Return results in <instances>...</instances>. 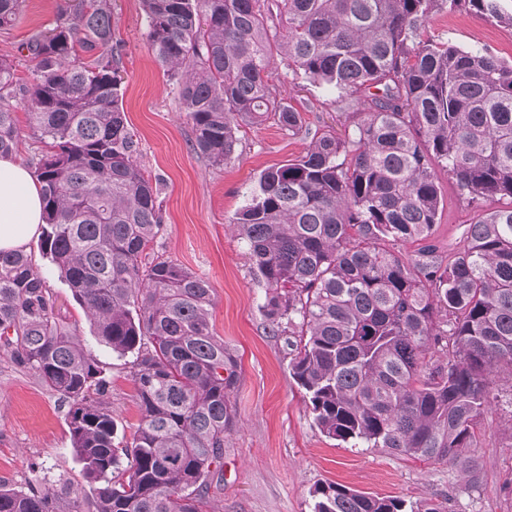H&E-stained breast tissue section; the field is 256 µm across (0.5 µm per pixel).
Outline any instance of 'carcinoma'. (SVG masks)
Wrapping results in <instances>:
<instances>
[{
  "label": "carcinoma",
  "mask_w": 512,
  "mask_h": 512,
  "mask_svg": "<svg viewBox=\"0 0 512 512\" xmlns=\"http://www.w3.org/2000/svg\"><path fill=\"white\" fill-rule=\"evenodd\" d=\"M23 0H0V30ZM146 38L175 79L193 151L231 159L242 122L303 129L268 81L273 51L357 105L344 138L323 133L262 171L235 218L266 284L269 331L290 334V374L329 438L449 464L476 482L478 425L512 383V62L423 38L437 10L512 24V0H142ZM27 49L42 249L97 341L132 357L140 419L118 438L100 361L60 323L24 251H0V347L67 403L72 447L95 485L94 512H209L207 479L235 426L238 362L213 335L208 282L149 258L159 188L137 164L120 104L111 0H64ZM94 54L76 65L78 51ZM14 69L0 58V155L17 147ZM477 205L443 256L438 173ZM418 244L412 254L400 247ZM61 494L0 484V512H59ZM313 512H446L326 482Z\"/></svg>",
  "instance_id": "cac0c4a2"
}]
</instances>
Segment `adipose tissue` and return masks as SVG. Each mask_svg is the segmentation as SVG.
Segmentation results:
<instances>
[{
  "instance_id": "1",
  "label": "adipose tissue",
  "mask_w": 512,
  "mask_h": 512,
  "mask_svg": "<svg viewBox=\"0 0 512 512\" xmlns=\"http://www.w3.org/2000/svg\"><path fill=\"white\" fill-rule=\"evenodd\" d=\"M41 188L29 169L8 156H0V250L22 249L40 231Z\"/></svg>"
}]
</instances>
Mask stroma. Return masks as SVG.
<instances>
[{
  "mask_svg": "<svg viewBox=\"0 0 512 512\" xmlns=\"http://www.w3.org/2000/svg\"><path fill=\"white\" fill-rule=\"evenodd\" d=\"M60 7L61 0H24L13 27L0 31V57L15 66L12 102L19 140L14 155L25 164L50 150L30 126L34 62L26 45L34 34L55 26ZM146 27L141 0H112V32L121 48V104L138 139L137 161L160 188L163 227L153 252L209 282L214 333L240 361L232 394L237 425L224 440V466L212 483L214 512H311L312 492L325 482L413 503L441 501L448 512H512L511 385L499 384V403L481 421L477 454L483 470L478 485L470 488L450 465L382 448H354L326 437L290 376L284 336L268 332L266 286L254 274L231 221L263 170L302 155L312 133L353 129L356 112L337 102L335 94L294 75L282 55H273L270 80L301 113L304 133L287 134L270 119L242 126L233 158L212 165L191 148L192 125L175 83L146 41ZM424 34L512 61V26L474 13L436 12ZM439 182L445 202L434 240L449 252L461 244L475 210L458 196L447 175H440ZM26 251L47 280L59 318L100 360L108 382L106 401L119 433L132 434L140 410L129 357L97 342L67 282L43 257L39 239H32ZM66 410L37 374L12 363L0 349V484L63 486L68 496L84 501L85 512H92L93 486L72 448Z\"/></svg>",
  "mask_w": 512,
  "mask_h": 512,
  "instance_id": "1",
  "label": "stroma"
}]
</instances>
